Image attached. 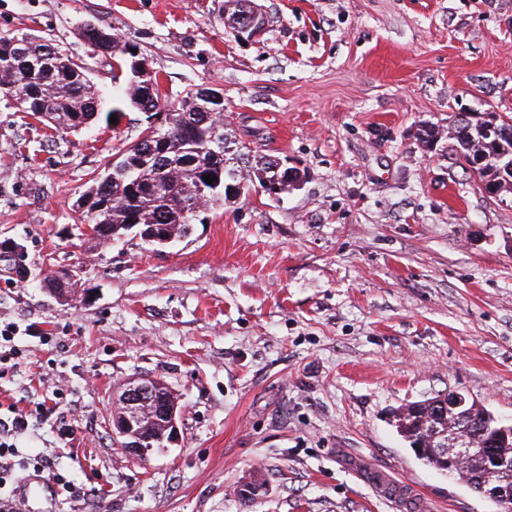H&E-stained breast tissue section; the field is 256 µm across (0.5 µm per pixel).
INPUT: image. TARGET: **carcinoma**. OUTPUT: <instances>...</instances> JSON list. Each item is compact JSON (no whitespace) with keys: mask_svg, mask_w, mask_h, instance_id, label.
Listing matches in <instances>:
<instances>
[{"mask_svg":"<svg viewBox=\"0 0 512 512\" xmlns=\"http://www.w3.org/2000/svg\"><path fill=\"white\" fill-rule=\"evenodd\" d=\"M109 38L101 41L99 54L108 55L124 63V49L136 45L124 42L102 28ZM15 36L0 35V98L15 102L21 111L45 119L56 133H67L70 114L78 112L86 120H94L102 111L99 90L86 75L84 64L72 59L47 37H30L25 45L13 46ZM208 89L187 93L180 106L175 107L160 92L158 84L128 74V84L120 103L142 112L164 108L172 112L173 126L169 135L167 169L153 165L134 167L124 160L103 169L86 191L98 199L86 210L96 233L108 237L107 225L118 233L125 232L126 224H155L160 232L177 238L188 234L192 224V210L198 203V188L211 190L207 201L231 200L224 190L228 181L244 180L249 174L256 181L274 164L271 156L253 153L241 141L233 139L224 124V105L206 99ZM205 118L218 129L217 140L202 142L198 124ZM501 134L489 137L480 124H464L457 119L454 131L460 148L459 159L467 161L479 156L485 162L476 169L480 182L500 195L512 192V180L503 178L500 170L504 159L512 157V123L500 122ZM215 177L214 184L203 176Z\"/></svg>","mask_w":512,"mask_h":512,"instance_id":"1","label":"carcinoma"}]
</instances>
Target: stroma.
I'll return each instance as SVG.
<instances>
[{
    "label": "stroma",
    "instance_id": "35a3bbf8",
    "mask_svg": "<svg viewBox=\"0 0 512 512\" xmlns=\"http://www.w3.org/2000/svg\"><path fill=\"white\" fill-rule=\"evenodd\" d=\"M221 2L0 0V33L54 39L104 100L125 79L90 57L89 21L137 44L171 102L222 93L238 140L304 174L278 201L207 206L166 246L131 232L99 248L74 204L145 114L61 138L0 99V239L23 241L33 271L0 272L19 351L0 402L57 408L18 437L9 487L41 455L76 491L34 512H399L361 455L430 512H497L391 417L457 390L512 421V193L484 192L451 130L460 112L512 119V0H258L265 33L247 44ZM67 268L88 303L42 289ZM146 375L179 398L180 440L139 459L112 444V393Z\"/></svg>",
    "mask_w": 512,
    "mask_h": 512
}]
</instances>
